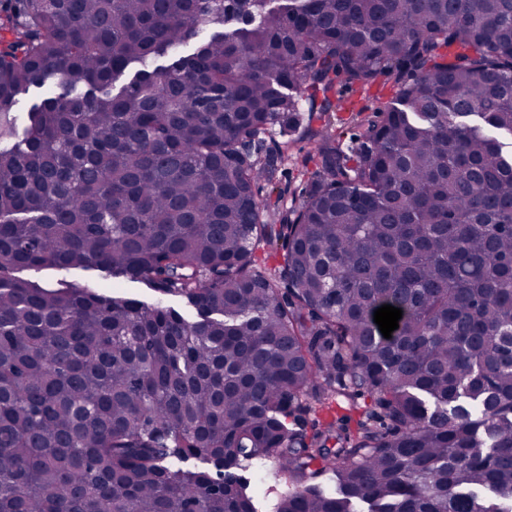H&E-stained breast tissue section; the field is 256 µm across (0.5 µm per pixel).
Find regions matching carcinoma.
<instances>
[{
	"label": "carcinoma",
	"mask_w": 512,
	"mask_h": 512,
	"mask_svg": "<svg viewBox=\"0 0 512 512\" xmlns=\"http://www.w3.org/2000/svg\"><path fill=\"white\" fill-rule=\"evenodd\" d=\"M270 2L0 0V512H512V0ZM314 146V142L307 137L295 140L288 148V161H285L279 168L277 180L283 184L287 181L291 182L299 190L303 182L300 181L301 177H298V172L294 169L289 157L291 155L300 158L309 152H313ZM20 277L39 283L44 287H56L59 279L65 277L73 288H98L107 282L103 274L94 269H73L67 273H60L52 268H36L23 271ZM113 283L117 286V288H113V291H116L122 296L149 303L157 300V295L142 283L127 279H113ZM246 477L259 496L260 512H274L278 500L292 488L288 477L272 466L263 469L249 468Z\"/></svg>",
	"instance_id": "cac0c4a2"
}]
</instances>
